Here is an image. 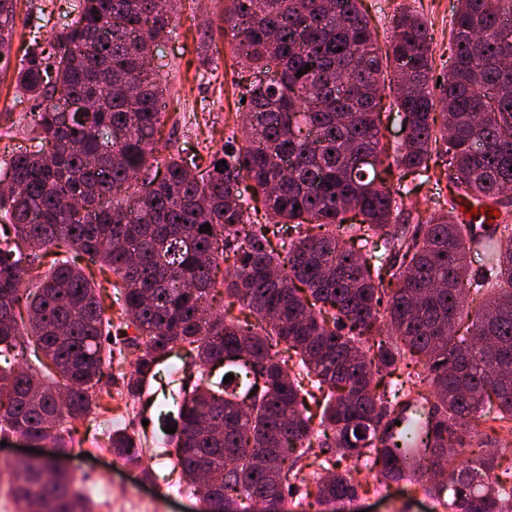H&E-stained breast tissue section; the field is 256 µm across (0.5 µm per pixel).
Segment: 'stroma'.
Listing matches in <instances>:
<instances>
[{
	"label": "stroma",
	"instance_id": "35a3bbf8",
	"mask_svg": "<svg viewBox=\"0 0 512 512\" xmlns=\"http://www.w3.org/2000/svg\"><path fill=\"white\" fill-rule=\"evenodd\" d=\"M379 45H386L391 19L399 11L422 13L433 33V77L444 76L451 63L450 29L456 0H364ZM224 0H179L168 38L152 52V63L166 87L165 124L158 135L155 159H164L172 148L182 156L209 160L233 129V117L242 111L243 85L233 81L231 39L221 30ZM41 18L43 39L67 24L69 14L54 0H18L12 55L20 57L30 42L27 22ZM31 101L20 99L12 76L0 74V113L12 115L11 122L0 120V157L12 148L27 145V112ZM121 379H113L108 390L98 395V406L87 420L89 434H72L73 444L84 455L57 456L52 446L43 454L58 458L71 467L81 464L78 479L93 493L95 512H204L197 498L187 495L172 472L167 448L155 444L147 448L142 467H135L105 451L106 433L121 428L131 434L144 430L143 423L155 413L146 402L131 403L122 396ZM354 512H444L443 507L415 491L405 482L391 484L388 491L359 494Z\"/></svg>",
	"mask_w": 512,
	"mask_h": 512
}]
</instances>
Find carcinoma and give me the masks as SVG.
I'll list each match as a JSON object with an SVG mask.
<instances>
[{"mask_svg": "<svg viewBox=\"0 0 512 512\" xmlns=\"http://www.w3.org/2000/svg\"><path fill=\"white\" fill-rule=\"evenodd\" d=\"M227 2L234 55L271 77L250 83L243 141L228 136L226 165L210 170L178 153L150 163L164 117L152 48L177 0H74L51 48L35 39L20 61L41 145L0 167L14 185L0 190V346L26 345L37 368L0 370V427L58 442L112 382L114 354L133 355L122 384L136 400L181 346L198 373L185 371L161 416L176 427L173 471L207 512H288L312 486L319 505L353 500L362 466L381 484L452 494L451 512H512L493 455L453 452L488 402L512 423V0H457L439 84L433 34L413 11L394 16L383 51L363 0ZM14 23L15 0H0V71ZM387 87L405 128L392 155ZM444 155L448 208L399 223L393 169L437 186ZM461 199L498 222L475 231ZM259 203L265 224L250 217ZM473 256L491 274L472 272ZM83 260L118 278L119 322ZM219 287L247 314L211 312ZM401 364L406 378L378 389ZM217 367L234 379L212 378ZM318 395L315 426L304 401ZM109 443L130 464L143 456L122 429ZM21 471L18 512H92L55 460Z\"/></svg>", "mask_w": 512, "mask_h": 512, "instance_id": "carcinoma-1", "label": "carcinoma"}]
</instances>
